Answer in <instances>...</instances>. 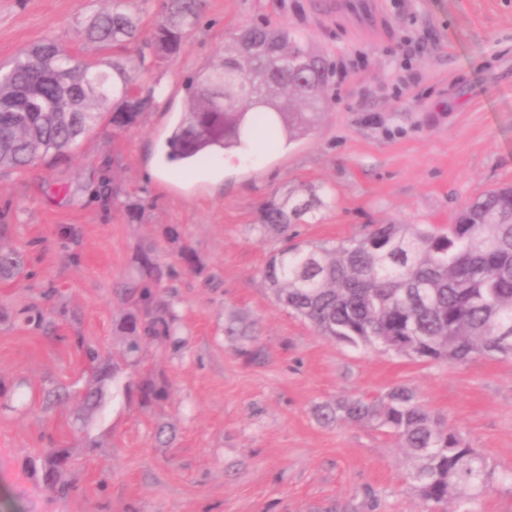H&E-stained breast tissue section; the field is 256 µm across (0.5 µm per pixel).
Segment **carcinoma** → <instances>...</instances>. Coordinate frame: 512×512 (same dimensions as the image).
Masks as SVG:
<instances>
[{
    "mask_svg": "<svg viewBox=\"0 0 512 512\" xmlns=\"http://www.w3.org/2000/svg\"><path fill=\"white\" fill-rule=\"evenodd\" d=\"M201 0H166L151 45L160 60L185 50L199 18ZM83 39L103 50L138 40L139 17L116 4L93 14ZM140 65L131 58L89 62L53 40L33 45L0 66V170H24L59 156L108 122L117 130L137 125L155 107L156 87L137 83ZM330 69L308 52L303 37L284 25L255 23L224 48V55L189 77L184 112L162 147L163 162L184 170L248 145L254 131L273 144L282 136L306 135L324 111ZM331 195L267 202L259 224L288 235L329 204ZM20 266L12 252H0V276ZM174 276L143 247L136 276L123 286L130 303L120 330L123 349L99 363L86 347L92 368L80 400L96 411L103 387L141 362L144 343L177 336L178 315L158 292ZM264 276L277 301L308 321L321 335L353 346L384 339L407 340L401 354L420 360L464 364L477 355L512 358V186L488 191L448 226L378 224L369 233L334 246L287 244L269 260ZM141 404L166 397L168 384L147 374L138 382ZM3 407L28 405L18 388ZM325 422L376 421L406 448L413 464L409 480L424 512L455 504L453 512H477L475 501L493 482L486 457L448 428L416 394L394 386L376 398L350 397L320 408ZM75 456L68 448L48 449L41 464L44 487L66 496V474Z\"/></svg>",
    "mask_w": 512,
    "mask_h": 512,
    "instance_id": "carcinoma-1",
    "label": "carcinoma"
}]
</instances>
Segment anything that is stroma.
<instances>
[{
  "instance_id": "1",
  "label": "stroma",
  "mask_w": 512,
  "mask_h": 512,
  "mask_svg": "<svg viewBox=\"0 0 512 512\" xmlns=\"http://www.w3.org/2000/svg\"><path fill=\"white\" fill-rule=\"evenodd\" d=\"M111 7L0 0V64L46 39L97 57L80 29ZM263 21L299 31L333 68L315 129L280 149L224 157L217 180L203 167L161 173L188 76ZM139 81L166 98L138 126L103 123L54 165L0 171V248L25 261L0 280V380L26 381L33 394L84 384V344L110 361L128 310L118 288L150 245L176 273L163 296L179 341L145 348L170 395L145 410L118 380L85 421L74 400L0 408V512H421L395 437L318 417L336 399L397 385L486 456L495 480L478 512H512V360L421 362L320 335L264 280L283 238L257 222L269 200L325 189L330 205L290 232L300 244H335L374 224L454 223L467 203L512 183V0H204L185 51L146 55ZM185 243L197 272L179 260ZM43 304L56 323L49 336L21 315ZM233 315L252 324L250 338L225 335ZM160 424L173 430L170 446L154 440ZM53 446L77 459L65 498L41 483Z\"/></svg>"
}]
</instances>
